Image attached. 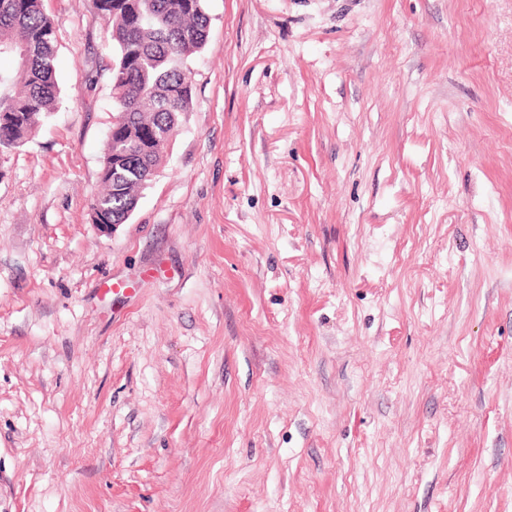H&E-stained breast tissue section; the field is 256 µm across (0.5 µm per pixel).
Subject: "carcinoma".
<instances>
[{"mask_svg": "<svg viewBox=\"0 0 512 512\" xmlns=\"http://www.w3.org/2000/svg\"><path fill=\"white\" fill-rule=\"evenodd\" d=\"M112 44V109L118 122L107 132L92 198L95 224H124L163 162L162 149L193 107L188 61L209 36L205 0H97ZM16 66L0 70V154L20 146L52 112L60 95L56 32L42 0H0V55ZM118 151L126 167L112 169Z\"/></svg>", "mask_w": 512, "mask_h": 512, "instance_id": "1", "label": "carcinoma"}]
</instances>
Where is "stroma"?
<instances>
[{
    "label": "stroma",
    "instance_id": "obj_1",
    "mask_svg": "<svg viewBox=\"0 0 512 512\" xmlns=\"http://www.w3.org/2000/svg\"><path fill=\"white\" fill-rule=\"evenodd\" d=\"M129 220L96 0L0 155V512H512V0H206Z\"/></svg>",
    "mask_w": 512,
    "mask_h": 512
}]
</instances>
